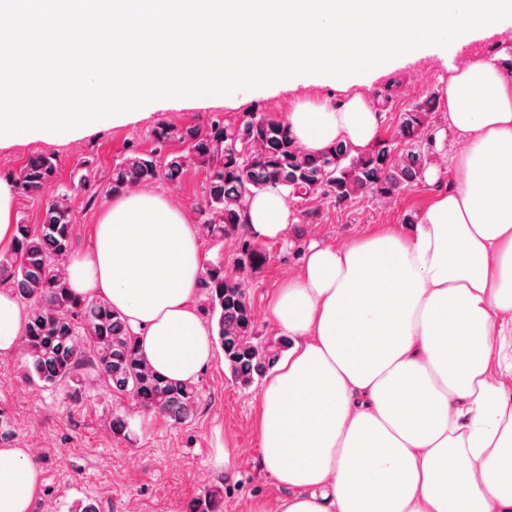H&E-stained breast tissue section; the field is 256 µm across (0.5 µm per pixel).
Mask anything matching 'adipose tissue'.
I'll list each match as a JSON object with an SVG mask.
<instances>
[{
	"label": "adipose tissue",
	"instance_id": "obj_1",
	"mask_svg": "<svg viewBox=\"0 0 512 512\" xmlns=\"http://www.w3.org/2000/svg\"><path fill=\"white\" fill-rule=\"evenodd\" d=\"M445 104L437 139L465 142L447 191L414 222L310 244L272 297L288 348L262 385L258 443L286 495L249 512H512V395L489 378L512 376V73L467 63ZM287 122L308 152H365L381 133L377 100L360 94L298 103ZM247 221L254 238L283 240L282 188L251 196ZM204 272L198 228L135 186L113 194L67 280L123 317L158 375L190 385L213 359ZM26 321L1 288L0 355L19 351ZM42 484L27 449L0 446V512H34Z\"/></svg>",
	"mask_w": 512,
	"mask_h": 512
}]
</instances>
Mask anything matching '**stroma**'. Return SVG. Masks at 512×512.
Instances as JSON below:
<instances>
[{
  "label": "stroma",
  "mask_w": 512,
  "mask_h": 512,
  "mask_svg": "<svg viewBox=\"0 0 512 512\" xmlns=\"http://www.w3.org/2000/svg\"><path fill=\"white\" fill-rule=\"evenodd\" d=\"M512 51V33L464 47L451 55L450 66L431 68L421 61L393 71L395 98L383 119L384 132L416 99L429 92H444L451 66L488 56L490 50ZM241 106L186 107L157 104L150 116L136 123L102 128L93 135L58 146L33 138L0 147V177H17L26 160L36 154L54 156L57 178L42 199H17V219L39 223L46 201L68 193L73 220L74 253L82 255L92 224L110 203L108 179L112 167L129 152H150L151 131L161 122L179 127L207 126L213 116L225 122L240 121L261 109L283 119L302 101L336 104L342 94L329 85L295 90L253 89L241 92ZM87 176L95 198L78 191L79 176ZM152 189L163 192L200 224L199 208L207 190L203 167L192 166L180 183L158 179ZM436 191L422 183L382 204L370 198L336 207L317 197L290 202L295 218L285 240L268 243L270 259L258 272L248 300L260 336L276 339L278 329L269 316V303L277 288L297 276L303 251L310 242L344 245L377 227L403 223L419 214ZM22 355L0 356V411L7 423L0 429L4 443L28 449L42 469L43 492L36 512H76L79 505L94 504L98 512H189L205 489L224 490V512H248L253 497L277 501L285 492L263 467L257 437L260 383L242 386L232 380L223 353L201 374L196 386L200 400L194 415L174 425L161 415L137 412L130 397L112 392L95 370L81 377V396L71 398L68 385L46 387L23 378ZM127 415L129 433L113 434L112 417ZM226 449L235 469L226 478L217 466L218 449Z\"/></svg>",
  "instance_id": "obj_1"
}]
</instances>
